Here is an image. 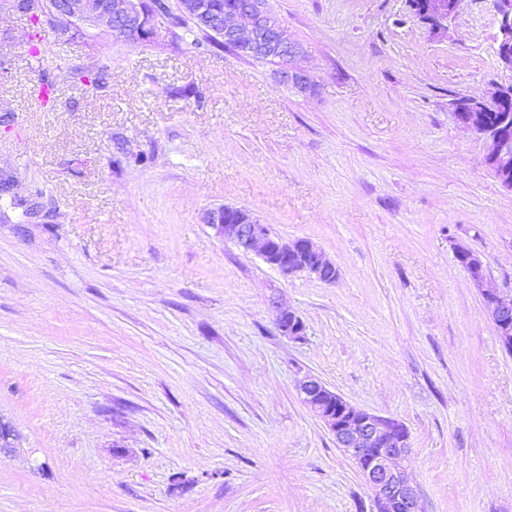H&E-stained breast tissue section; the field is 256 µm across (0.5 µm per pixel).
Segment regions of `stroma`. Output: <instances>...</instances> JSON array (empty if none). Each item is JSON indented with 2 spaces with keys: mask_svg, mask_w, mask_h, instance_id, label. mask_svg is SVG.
Returning <instances> with one entry per match:
<instances>
[{
  "mask_svg": "<svg viewBox=\"0 0 512 512\" xmlns=\"http://www.w3.org/2000/svg\"><path fill=\"white\" fill-rule=\"evenodd\" d=\"M270 5L310 91L161 18L34 58L28 18L0 14V170L42 212L0 201V512H360L307 372L407 426L425 512H512V354L455 252L512 289V192L451 106L512 82L492 2L463 0L443 37L406 0ZM103 55L99 87L34 96ZM220 205L312 240L338 279L222 241L204 222ZM272 305L278 311V330L283 336H288L293 340H300L303 337L304 327L302 321L295 312L283 307L277 301Z\"/></svg>",
  "mask_w": 512,
  "mask_h": 512,
  "instance_id": "obj_1",
  "label": "stroma"
}]
</instances>
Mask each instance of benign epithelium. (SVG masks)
Wrapping results in <instances>:
<instances>
[{"instance_id": "obj_1", "label": "benign epithelium", "mask_w": 512, "mask_h": 512, "mask_svg": "<svg viewBox=\"0 0 512 512\" xmlns=\"http://www.w3.org/2000/svg\"><path fill=\"white\" fill-rule=\"evenodd\" d=\"M462 0H409L413 14L433 36L448 30V21L457 13ZM147 0H58L50 15L58 35H66L76 25L106 24L114 33L149 35L153 27L145 4ZM498 19L494 36L497 62L512 71V0H493ZM184 11L209 26L216 24L224 43L239 55L283 56L286 63L277 71L283 84L300 93L312 88L307 72L296 59L303 49L288 41L281 21L269 0H229L224 15L216 18L208 0H184ZM454 114L464 128L483 138L485 163L501 185L512 192V83L497 84L485 97L467 96L453 102ZM205 223L215 235L244 253H255L285 275L305 273L317 280L326 271L337 272L335 264L313 241L301 238L283 241L268 225L259 223L246 210L223 205L209 210ZM456 254L471 268V281L482 298L488 320L497 329L504 350L512 351V290L492 285L481 255L459 247ZM278 311L279 332L293 340L303 337L304 327L295 312L272 302ZM297 392L304 405L323 423L336 447L355 464L370 491V512H422L420 492L408 480L397 461L410 452L409 432L400 421L360 409L332 391L318 376L307 373L298 380Z\"/></svg>"}]
</instances>
